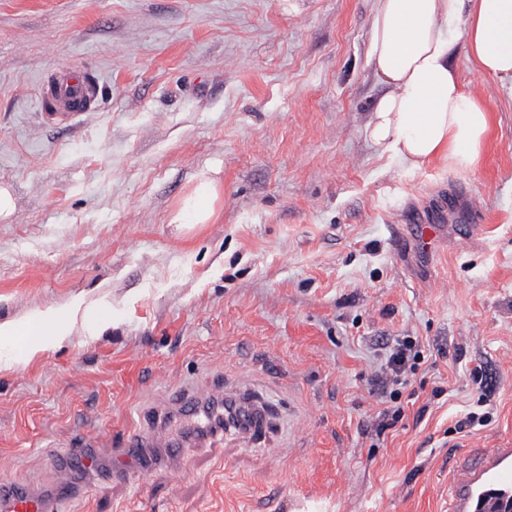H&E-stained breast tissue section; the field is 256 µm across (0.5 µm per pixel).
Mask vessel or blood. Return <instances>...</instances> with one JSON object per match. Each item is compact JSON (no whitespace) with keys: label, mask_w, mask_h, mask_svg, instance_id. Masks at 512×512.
<instances>
[{"label":"vessel or blood","mask_w":512,"mask_h":512,"mask_svg":"<svg viewBox=\"0 0 512 512\" xmlns=\"http://www.w3.org/2000/svg\"><path fill=\"white\" fill-rule=\"evenodd\" d=\"M98 88L95 76L86 69L60 68L42 87L41 99L57 103L51 120L68 122L82 113L84 100L94 96ZM203 406L200 389H178L175 407L192 416L199 415ZM164 419L154 413H143L134 427L128 430L125 448L119 449L106 480L130 479L136 476L135 465L139 451L149 438H156L159 446L169 448L175 461H182L186 445L163 434ZM51 464L96 472L97 458L90 448H50L46 451ZM452 494L448 512H506L512 505V448L488 451L479 467L454 469L450 478ZM0 512H48L43 496L27 484L8 476H0Z\"/></svg>","instance_id":"b4317fda"}]
</instances>
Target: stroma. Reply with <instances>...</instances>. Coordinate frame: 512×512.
I'll return each mask as SVG.
<instances>
[{
    "mask_svg": "<svg viewBox=\"0 0 512 512\" xmlns=\"http://www.w3.org/2000/svg\"><path fill=\"white\" fill-rule=\"evenodd\" d=\"M377 0H0V323L83 298L98 336L0 360V468L62 512H448V474L512 441V92L457 50L487 109L480 164L413 169L367 137L387 90L369 63ZM95 104L50 123L62 66ZM216 182L208 223L171 219ZM441 227L424 253L417 225ZM468 228V241L456 231ZM422 359L387 408V346ZM266 393L272 444L191 439L131 483L101 467L172 388ZM485 425L461 427L469 413ZM46 454L49 462L58 467L89 473L97 470V458L92 448H48Z\"/></svg>",
    "mask_w": 512,
    "mask_h": 512,
    "instance_id": "1",
    "label": "stroma"
}]
</instances>
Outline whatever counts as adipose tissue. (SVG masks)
Segmentation results:
<instances>
[{"label":"adipose tissue","mask_w":512,"mask_h":512,"mask_svg":"<svg viewBox=\"0 0 512 512\" xmlns=\"http://www.w3.org/2000/svg\"><path fill=\"white\" fill-rule=\"evenodd\" d=\"M460 47L484 74L512 81V0H377L369 58L389 90L374 103L367 125L374 145L413 168L435 159L458 173L477 167L490 115L457 76L453 58ZM214 198L213 180H202L173 223H207ZM76 319L90 333L110 323L77 297L66 308L0 323V338L31 356L62 342Z\"/></svg>","instance_id":"adipose-tissue-1"}]
</instances>
